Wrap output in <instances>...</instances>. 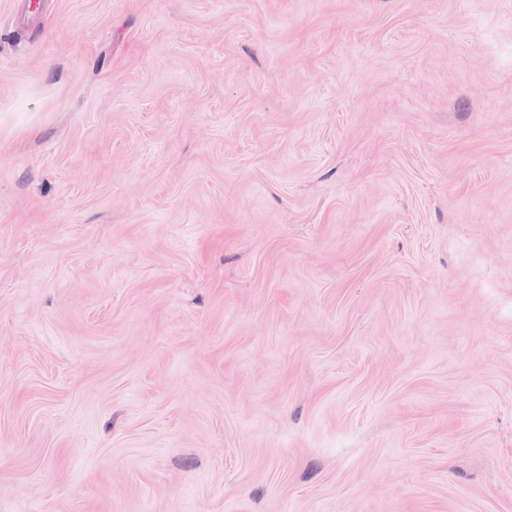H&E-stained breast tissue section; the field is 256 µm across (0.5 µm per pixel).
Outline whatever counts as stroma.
Here are the masks:
<instances>
[{"label": "stroma", "mask_w": 512, "mask_h": 512, "mask_svg": "<svg viewBox=\"0 0 512 512\" xmlns=\"http://www.w3.org/2000/svg\"><path fill=\"white\" fill-rule=\"evenodd\" d=\"M0 512H512V0H0Z\"/></svg>", "instance_id": "1"}]
</instances>
